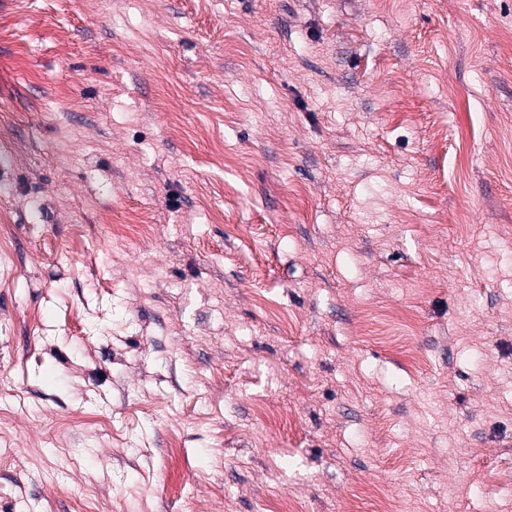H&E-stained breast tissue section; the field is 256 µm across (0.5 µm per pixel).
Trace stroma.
I'll list each match as a JSON object with an SVG mask.
<instances>
[{"label":"stroma","mask_w":512,"mask_h":512,"mask_svg":"<svg viewBox=\"0 0 512 512\" xmlns=\"http://www.w3.org/2000/svg\"><path fill=\"white\" fill-rule=\"evenodd\" d=\"M0 224V512L512 501V0H0Z\"/></svg>","instance_id":"1"}]
</instances>
